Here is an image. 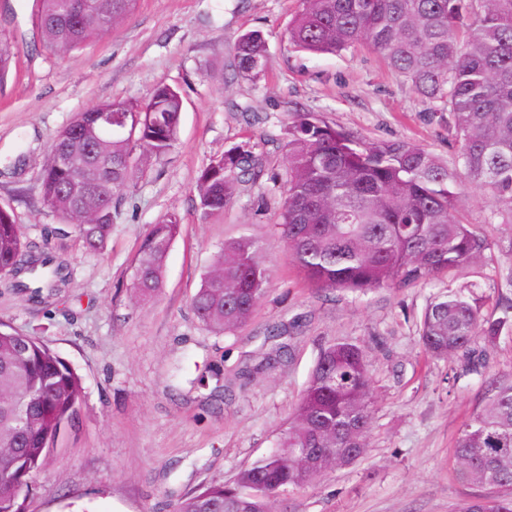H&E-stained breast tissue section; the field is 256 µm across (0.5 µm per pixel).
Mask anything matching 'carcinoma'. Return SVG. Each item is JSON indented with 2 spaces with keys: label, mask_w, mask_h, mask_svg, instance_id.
<instances>
[{
  "label": "carcinoma",
  "mask_w": 512,
  "mask_h": 512,
  "mask_svg": "<svg viewBox=\"0 0 512 512\" xmlns=\"http://www.w3.org/2000/svg\"><path fill=\"white\" fill-rule=\"evenodd\" d=\"M43 46L71 54L127 21L137 0H40ZM286 38L295 49L336 54L366 44L434 104L460 143L463 175L419 144L366 140L313 112L294 114L285 127V202L280 228L286 257L326 290L363 294L408 288L443 272L481 263L488 238L457 216L462 184L482 191L491 222L512 229V0H300ZM18 53L0 33V83ZM238 72L257 75L268 65L257 30L234 46ZM140 105L114 99L77 115L55 137L41 175L43 202L70 226L89 253L103 251L112 231V199L139 166L167 155L177 141L183 101L168 85ZM110 109L136 122L135 139L106 137L93 125ZM71 147L75 163L57 153ZM251 141L211 159L200 171L199 207L218 217L247 179L264 175ZM181 224L153 225L135 262L132 289L141 303L163 288L168 251ZM263 245L250 236L224 242L192 298L208 328L230 332L247 323L264 297L270 270ZM73 275L47 241L24 233L0 210V277L5 287L45 306ZM498 316L486 317L471 286L434 297L426 306L420 342L436 358L470 353L475 337L493 346L512 334V295H498ZM480 376V409L456 440V475L466 483L504 489L493 501L475 497L464 512H512V376ZM76 371L35 336L0 322V512H23L32 475L63 427L74 421L82 396ZM373 408L369 348L346 340L326 347L275 450L230 482L198 489L174 512H288V492L366 454Z\"/></svg>",
  "instance_id": "1"
}]
</instances>
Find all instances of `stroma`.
Returning a JSON list of instances; mask_svg holds the SVG:
<instances>
[{"mask_svg":"<svg viewBox=\"0 0 512 512\" xmlns=\"http://www.w3.org/2000/svg\"><path fill=\"white\" fill-rule=\"evenodd\" d=\"M298 0H138L109 36L66 57L37 45L38 0H0V31L19 46L0 85V206L31 236L76 264L63 297L33 307L0 287V321L38 337L82 379L76 418L37 471L24 512H172L184 495L229 480L268 454L287 427L311 371L329 344L370 351L374 396L369 454L291 491L290 512H459L497 489L462 483L454 470L458 433L481 404L480 380L458 357L423 349L419 323L431 299L466 283L485 297L484 315L512 260L505 232L490 221L476 189L463 187L459 217L494 244L485 264L439 275L431 284L364 295L325 291L285 257L277 226L286 178L284 128L297 110L369 140L420 144L460 168V144L433 105L360 44L342 53L296 51L285 30ZM262 31L269 64L238 73V36ZM180 90L175 148L117 193L102 253L41 197V174L56 134L77 113L107 100L145 102L159 85ZM256 142L264 177L242 185L224 214L203 217L196 190L210 159ZM176 216L181 233L151 304L132 298L140 244L153 224ZM263 243L270 283L252 319L234 332L203 326L190 308L225 240ZM287 343L286 363L264 358Z\"/></svg>","mask_w":512,"mask_h":512,"instance_id":"obj_1","label":"stroma"}]
</instances>
